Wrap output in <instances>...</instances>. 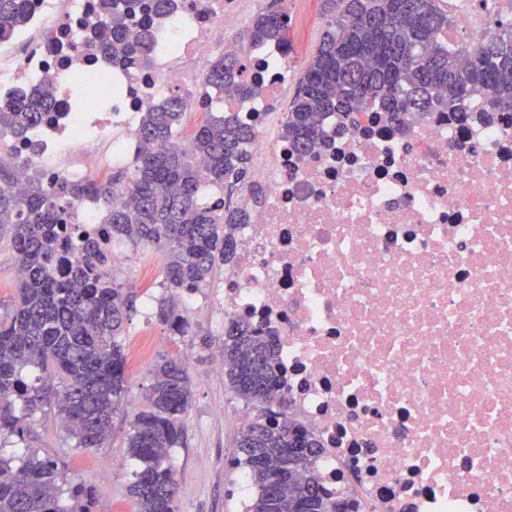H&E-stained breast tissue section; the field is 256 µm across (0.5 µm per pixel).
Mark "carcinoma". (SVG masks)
I'll list each match as a JSON object with an SVG mask.
<instances>
[{"label":"carcinoma","instance_id":"1","mask_svg":"<svg viewBox=\"0 0 512 512\" xmlns=\"http://www.w3.org/2000/svg\"><path fill=\"white\" fill-rule=\"evenodd\" d=\"M24 2L0 0V39L24 22ZM324 2L326 31L283 124L296 152L318 146L328 112L376 107L401 124L410 112L472 95L512 109V22L496 21L497 34L462 66L439 0ZM100 7L105 19L98 38L112 58L147 61V45L128 41L116 0H101ZM289 23L284 11L258 13L246 30L247 46L289 45ZM244 66L243 56L226 54L210 64L204 82L218 96L228 90L247 98L253 90ZM51 108L46 90L0 100V131L22 134ZM186 111L179 94L146 110L138 127L146 151L129 180L121 173L109 184L60 180L49 189L0 165V238L10 239L23 271L13 308L0 318L1 437L30 432L28 419L49 408L75 448H101L123 409L129 384L123 336L133 299L105 273L109 254L98 238L68 233L78 202L112 192L103 219L112 238L164 251L169 295L157 316L182 336L191 331L178 313L184 290L206 286L235 256L232 227L243 223L245 211H218L201 200L200 189L222 190L246 176L254 131L237 113L221 111L193 132L187 148L179 137ZM222 355L225 383L255 410L235 439L237 462L254 488L248 512H346L314 470L320 444L273 409L281 390L273 345L250 325L230 321ZM152 377L149 410L135 416L127 438L128 454L138 462L128 491L139 512H177L178 486L166 457L184 443L190 378L183 362L168 357L153 365ZM287 471L304 475L291 489L280 482ZM95 497V487L73 481L55 458L32 455L17 467L0 458V512H91Z\"/></svg>","mask_w":512,"mask_h":512}]
</instances>
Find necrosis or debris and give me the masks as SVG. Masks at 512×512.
<instances>
[{
    "mask_svg": "<svg viewBox=\"0 0 512 512\" xmlns=\"http://www.w3.org/2000/svg\"><path fill=\"white\" fill-rule=\"evenodd\" d=\"M236 2L173 0L148 62L129 65L94 41L100 0H26L0 40V99L45 88L55 106L0 137V160L50 185L132 172L142 112L174 94L205 112L212 59L243 53L253 95L223 103L254 127L251 167L213 204L248 218L210 299L274 343L282 409L352 512H512V110L480 120L475 96L402 125L331 113L298 154L278 131L293 60L230 41ZM105 208L80 203L73 222L121 270L133 251L107 238Z\"/></svg>",
    "mask_w": 512,
    "mask_h": 512,
    "instance_id": "necrosis-or-debris-1",
    "label": "necrosis or debris"
}]
</instances>
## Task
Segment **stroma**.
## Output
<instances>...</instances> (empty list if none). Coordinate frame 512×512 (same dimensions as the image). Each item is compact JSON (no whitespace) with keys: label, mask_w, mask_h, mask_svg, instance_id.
I'll return each mask as SVG.
<instances>
[{"label":"stroma","mask_w":512,"mask_h":512,"mask_svg":"<svg viewBox=\"0 0 512 512\" xmlns=\"http://www.w3.org/2000/svg\"><path fill=\"white\" fill-rule=\"evenodd\" d=\"M271 8L286 11L291 18L288 39L295 53V71L303 73L325 31L323 0H242L240 5L248 20ZM137 253L148 262L153 280L150 287H138V268L134 265L117 274L119 281L131 285L135 307L123 343L132 345L140 334L148 333L154 338V348L146 360L127 366L134 383L128 388L122 412L114 420L110 440L101 448L77 449L54 413H40L32 419L25 438L12 436L0 441V457L16 466L32 454L64 460L71 475L97 488L91 512H138L136 501L127 492L137 463L128 456L126 435L134 417L147 408L144 394L155 362L162 356L178 358L188 371L192 400L182 417L185 442L170 452L178 485L177 510L246 512L251 496L243 491L245 470L236 463L234 447L239 431L234 417L243 402L227 390L223 376L212 373L210 368L213 357L224 346L223 318L203 296L187 316L191 335L171 331L159 321L156 309L158 300L167 294L163 285L165 255L161 250L145 247L138 248ZM117 459L125 463L119 471L112 468Z\"/></svg>","instance_id":"1"}]
</instances>
